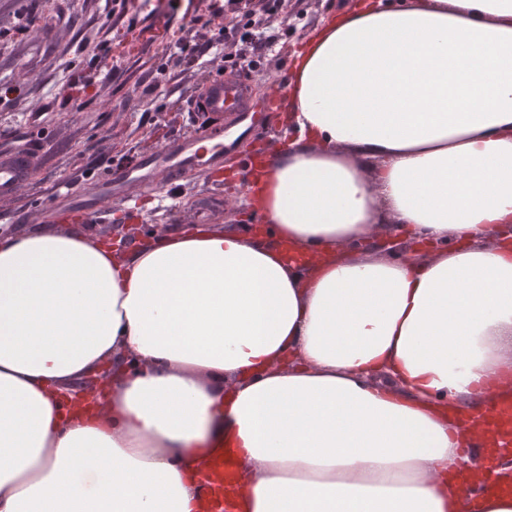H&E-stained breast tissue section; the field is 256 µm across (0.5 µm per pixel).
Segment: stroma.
<instances>
[{"label":"stroma","instance_id":"obj_1","mask_svg":"<svg viewBox=\"0 0 512 512\" xmlns=\"http://www.w3.org/2000/svg\"><path fill=\"white\" fill-rule=\"evenodd\" d=\"M34 0H0V88L11 87L16 99L0 103V150L36 155V171L25 192L0 198V225L15 231L53 226L49 203L57 188L81 194L88 179L130 169L165 141L196 138L204 129L191 101L199 87L218 77L224 61L239 54L238 39L225 37L220 49L204 56L197 68L180 70L174 40L165 19L143 20L137 8L112 14L111 0H35L52 26L33 30L15 41L9 30ZM348 0H288V26L266 53L257 71L243 72L258 122L249 130L246 151L224 155L222 169L189 170L161 191L148 188L135 202L113 199L95 220L83 221L86 233L95 224H195L226 226L225 205H232L238 226L259 223L245 190L251 157H261L288 139L279 103L269 100L270 79L289 78L299 46ZM110 29H103V21ZM112 46V66L104 68L99 41ZM90 87L73 90L76 76Z\"/></svg>","mask_w":512,"mask_h":512}]
</instances>
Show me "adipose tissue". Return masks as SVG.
<instances>
[{"instance_id":"ef3b65f1","label":"adipose tissue","mask_w":512,"mask_h":512,"mask_svg":"<svg viewBox=\"0 0 512 512\" xmlns=\"http://www.w3.org/2000/svg\"><path fill=\"white\" fill-rule=\"evenodd\" d=\"M285 119L262 233L122 263L77 225L0 237V512H196L217 441L247 512H512L459 420L512 394V0H358L296 55ZM375 242H380L381 251L388 255L400 254L407 260H420L425 256V252L414 250L410 245H406L399 237H380ZM112 368L111 361L104 362L102 366L94 372L95 375L90 376V380L86 382L84 386L78 388L68 387L64 391V396L71 401H82L93 397L98 392L100 384L104 379H108L112 376Z\"/></svg>"}]
</instances>
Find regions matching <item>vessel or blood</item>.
<instances>
[{"label": "vessel or blood", "instance_id": "obj_1", "mask_svg": "<svg viewBox=\"0 0 512 512\" xmlns=\"http://www.w3.org/2000/svg\"><path fill=\"white\" fill-rule=\"evenodd\" d=\"M249 106V100L240 83L210 80L193 104L194 111L209 119L208 145H201L192 139L165 142L158 151L142 160L140 175L120 172L99 179L88 184V194L96 200L130 197L137 187L163 183L170 174L202 163L216 166L224 157L225 111H243ZM32 174L30 156L0 155V195L13 194L21 182L28 180ZM489 430L496 435L500 447H512V400L496 402ZM202 468L205 477L198 489L197 512H244L242 497L233 492L239 483L233 449L220 443L214 445Z\"/></svg>", "mask_w": 512, "mask_h": 512}]
</instances>
